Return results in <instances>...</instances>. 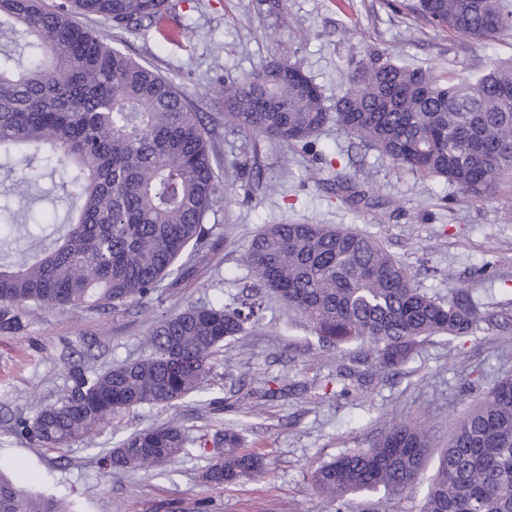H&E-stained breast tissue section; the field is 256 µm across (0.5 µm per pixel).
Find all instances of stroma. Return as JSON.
<instances>
[{
    "label": "stroma",
    "instance_id": "stroma-1",
    "mask_svg": "<svg viewBox=\"0 0 512 512\" xmlns=\"http://www.w3.org/2000/svg\"><path fill=\"white\" fill-rule=\"evenodd\" d=\"M166 7L172 42L148 26L118 30L93 16L84 23L171 80L206 123H218L221 162L248 161L262 168L263 179L238 181L228 201L209 213L210 244L188 263L178 287L114 312L43 310L22 333L0 334V466L17 485L63 498L73 512H198L203 500L208 512H333L312 484L316 468L369 447L400 422L423 423L441 448L453 418L512 374V347L504 345L512 340V186L475 202L393 168L333 128L311 148L246 138L224 125L215 88L220 78L285 59L331 99L348 59L366 62L377 53L439 76L469 77L512 59V33L482 44L446 37L403 0H167ZM341 167L369 196L389 201V209H351L337 200L329 177ZM300 221L375 235L421 287L442 297L452 287L472 289L491 322L470 336L428 338L400 374L386 376L367 368L365 346H323L304 318L269 298L259 326L225 342L201 394L178 408L123 411L92 439L56 450L14 431V417L31 415V399L54 402L70 385V365L100 370L135 359L144 352L141 336L161 316L230 302L248 280L245 252L253 235L266 224ZM173 418L194 437L243 426L242 446L264 456L266 474L209 487L202 474L210 451L196 446L149 471L101 473L100 450ZM436 468L429 458L419 492L358 495L349 510L421 512Z\"/></svg>",
    "mask_w": 512,
    "mask_h": 512
}]
</instances>
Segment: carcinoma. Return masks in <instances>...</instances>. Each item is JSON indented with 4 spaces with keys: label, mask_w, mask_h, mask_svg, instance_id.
Here are the masks:
<instances>
[{
    "label": "carcinoma",
    "mask_w": 512,
    "mask_h": 512,
    "mask_svg": "<svg viewBox=\"0 0 512 512\" xmlns=\"http://www.w3.org/2000/svg\"><path fill=\"white\" fill-rule=\"evenodd\" d=\"M166 0H0V31L25 40L26 58L0 53V155L61 161L60 188L73 201L53 244L0 263V333L22 331L47 309L117 310L176 283L182 257L208 244V213L224 166L214 129L185 95L146 64L78 21L93 15L114 28H159ZM409 8L436 29L474 42L512 32V0H414ZM224 121L250 136L291 146L316 144L334 126L393 167L442 180L475 201L512 183V59L481 76L440 79L380 54L347 71L326 103L296 64L274 59L219 81ZM4 179L19 197L37 184L30 170ZM336 199L365 198L336 173ZM253 287L307 319L318 339L341 349L360 343L379 373L401 368L420 341L473 334L486 320L468 288L448 298L416 285L375 236L326 224H269L250 241ZM263 296L194 305L159 318L148 353L96 371L74 366L55 402L16 420L31 444L58 449L87 438L130 408L176 407L200 392L224 342L258 326ZM203 474L222 488L265 471L231 428ZM190 439L178 421L131 434L100 458L107 476L147 470L182 456ZM432 444L421 424H401L367 448L316 470L319 494L343 512L355 494L399 495L416 487ZM0 512H63L0 473ZM423 512H512V376L496 381L455 420L428 485Z\"/></svg>",
    "instance_id": "cac0c4a2"
}]
</instances>
